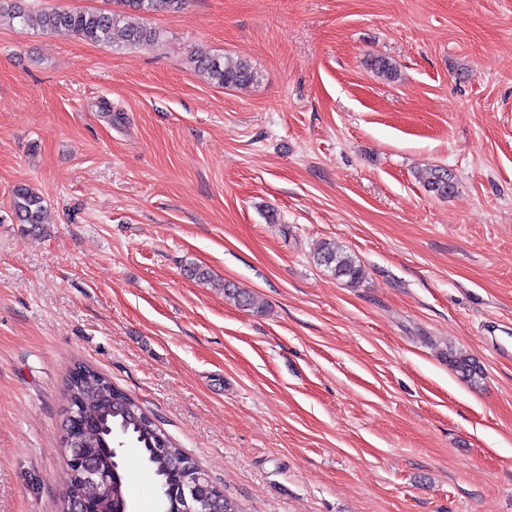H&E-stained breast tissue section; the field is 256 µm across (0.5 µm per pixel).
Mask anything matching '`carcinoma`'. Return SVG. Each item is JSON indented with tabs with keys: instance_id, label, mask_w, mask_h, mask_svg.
<instances>
[{
	"instance_id": "obj_1",
	"label": "carcinoma",
	"mask_w": 512,
	"mask_h": 512,
	"mask_svg": "<svg viewBox=\"0 0 512 512\" xmlns=\"http://www.w3.org/2000/svg\"><path fill=\"white\" fill-rule=\"evenodd\" d=\"M19 0H0V18L19 20L28 24L32 17L18 5ZM118 10H69L48 8L37 19L42 28L65 29L79 39L116 50L133 47L143 42L161 40L162 31L155 27L135 25L126 20V14L134 12L149 15L159 12L175 13L184 9L187 0H113ZM193 69L207 81L221 88H247L258 80L254 68L244 60H232L208 51H197L190 56ZM425 189L441 198L455 192V182L448 170L442 167L430 169L424 180ZM10 207L13 220L27 225L30 231H41L45 224L44 198L33 188L19 185L12 189ZM316 265L324 268L336 279L350 287H356L363 278V269L357 257L334 241H325L314 255ZM224 295L240 308L255 313L264 311V305L256 294L244 290L231 282L224 283ZM448 365L463 378L476 381L483 371L473 358L462 351L449 349ZM89 382L78 383L67 378L64 392L65 402L79 401L88 418L95 422L89 442L98 449V468L112 477L97 490L95 505L97 512H125L129 502L126 498L123 476L120 473V454L110 450L113 437L118 436L138 448L143 460L155 477L160 489H165L182 475L190 456L179 448L171 436L154 420V414L146 410L132 396H127L132 411L120 408L105 411L101 399L112 390H117L105 375L88 369ZM200 487L197 491L207 494L226 506L227 512H243L241 504L222 492L204 469H199Z\"/></svg>"
}]
</instances>
